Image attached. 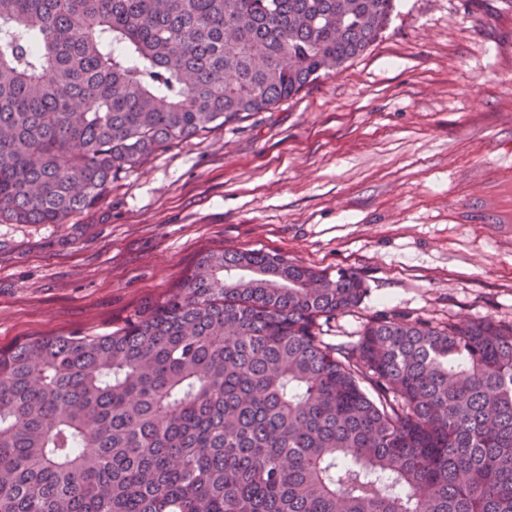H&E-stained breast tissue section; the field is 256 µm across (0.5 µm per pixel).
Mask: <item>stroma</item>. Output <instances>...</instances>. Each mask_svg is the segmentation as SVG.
<instances>
[{
    "mask_svg": "<svg viewBox=\"0 0 512 512\" xmlns=\"http://www.w3.org/2000/svg\"><path fill=\"white\" fill-rule=\"evenodd\" d=\"M247 249L361 276L336 344L384 312L512 322V0H398L341 72L158 150L66 223H0V347L123 327Z\"/></svg>",
    "mask_w": 512,
    "mask_h": 512,
    "instance_id": "35a3bbf8",
    "label": "stroma"
}]
</instances>
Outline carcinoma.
Here are the masks:
<instances>
[{"label":"carcinoma","mask_w":512,"mask_h":512,"mask_svg":"<svg viewBox=\"0 0 512 512\" xmlns=\"http://www.w3.org/2000/svg\"><path fill=\"white\" fill-rule=\"evenodd\" d=\"M396 8L0 0V220L92 209L159 149L343 70ZM366 293L209 252L121 329L0 349V512H512V324L380 314L325 341Z\"/></svg>","instance_id":"carcinoma-1"}]
</instances>
